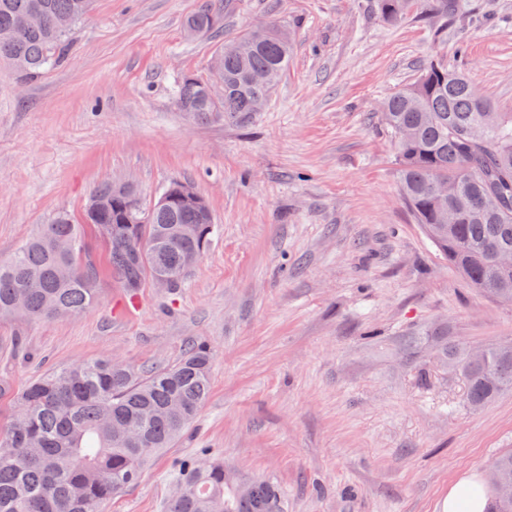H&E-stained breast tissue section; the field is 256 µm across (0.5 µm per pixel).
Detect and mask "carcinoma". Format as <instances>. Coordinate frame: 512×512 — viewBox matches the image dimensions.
Returning a JSON list of instances; mask_svg holds the SVG:
<instances>
[{
    "label": "carcinoma",
    "instance_id": "cac0c4a2",
    "mask_svg": "<svg viewBox=\"0 0 512 512\" xmlns=\"http://www.w3.org/2000/svg\"><path fill=\"white\" fill-rule=\"evenodd\" d=\"M417 0H378L383 19L399 23ZM454 22L470 0H433ZM90 0H0V62L23 79L62 62L71 32L61 17L80 23ZM34 12L41 26L20 28ZM218 18L209 7L187 21L190 35L212 33ZM291 43L268 26L247 50L236 39L213 55L224 70V97L210 98L204 79L187 74L174 97L195 120L222 119L245 126L264 109L288 66ZM380 120L391 137L404 204L438 252L491 299L512 305V112L498 111L461 73L430 63L411 83L383 102ZM141 220L131 223L132 217ZM108 224L106 261L112 280L133 296L158 271L179 288L193 271L189 254L201 238L211 243L215 224H201L197 210L172 203L130 208L110 181L89 189L76 224L56 213L0 264V318L49 320L72 316L97 298L100 270L84 228ZM199 225V237L176 229ZM439 359L467 386V403L479 409L512 390V342L479 349L442 339ZM212 353L194 344L173 366L140 372L110 358L50 370L14 396V412L0 430V512H100L104 502L136 485L149 459L170 448L194 422L211 391ZM493 496L487 512H512L500 486L512 484V451L492 463ZM167 512H284L279 489L266 481L241 482L224 462L188 458L178 466Z\"/></svg>",
    "mask_w": 512,
    "mask_h": 512
}]
</instances>
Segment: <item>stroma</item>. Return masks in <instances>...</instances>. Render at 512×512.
<instances>
[{"instance_id": "1", "label": "stroma", "mask_w": 512, "mask_h": 512, "mask_svg": "<svg viewBox=\"0 0 512 512\" xmlns=\"http://www.w3.org/2000/svg\"><path fill=\"white\" fill-rule=\"evenodd\" d=\"M212 5L218 35L191 36ZM376 0H93L68 58L20 80L0 65V262L95 184L144 199L194 183L216 222L174 291L129 299L103 275L76 316L0 321V413L43 373L102 357L150 369L212 348L211 391L173 447L102 512H165L201 453L276 485L285 512H441L463 474L512 449V393L470 408L433 331L512 340V306L470 288L399 192L381 102L429 61L512 112V0L447 24L422 5L395 25ZM271 24L294 50L263 112L239 127L179 112L174 79L206 76L223 40Z\"/></svg>"}]
</instances>
